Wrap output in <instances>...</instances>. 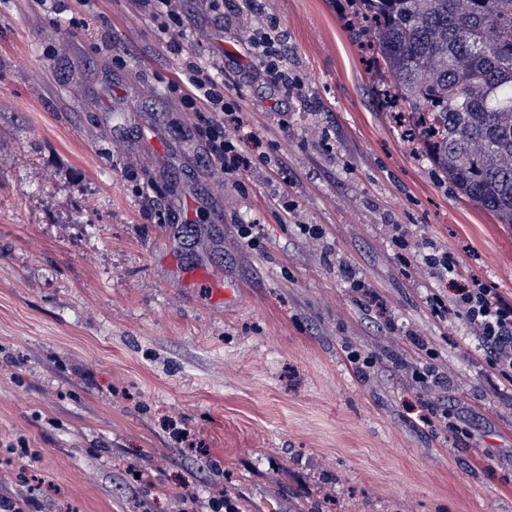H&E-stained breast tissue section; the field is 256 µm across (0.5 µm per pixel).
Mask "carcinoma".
Returning a JSON list of instances; mask_svg holds the SVG:
<instances>
[{"mask_svg": "<svg viewBox=\"0 0 512 512\" xmlns=\"http://www.w3.org/2000/svg\"><path fill=\"white\" fill-rule=\"evenodd\" d=\"M376 92L459 197L512 225V0H350Z\"/></svg>", "mask_w": 512, "mask_h": 512, "instance_id": "cac0c4a2", "label": "carcinoma"}]
</instances>
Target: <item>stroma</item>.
<instances>
[{"label":"stroma","instance_id":"1","mask_svg":"<svg viewBox=\"0 0 512 512\" xmlns=\"http://www.w3.org/2000/svg\"><path fill=\"white\" fill-rule=\"evenodd\" d=\"M181 8L241 109L230 135L251 166L235 181L133 0H0V496L33 486L43 512H206L218 495L235 512H512V385L495 389L472 330L428 301L474 279L512 301V226L407 150L347 0H267L289 92L247 75L257 18ZM396 224L454 254V279L434 283ZM351 349L380 356L369 380ZM430 359L450 379L436 396L412 378ZM437 401L460 433L415 424ZM20 440L38 459L9 450Z\"/></svg>","mask_w":512,"mask_h":512}]
</instances>
